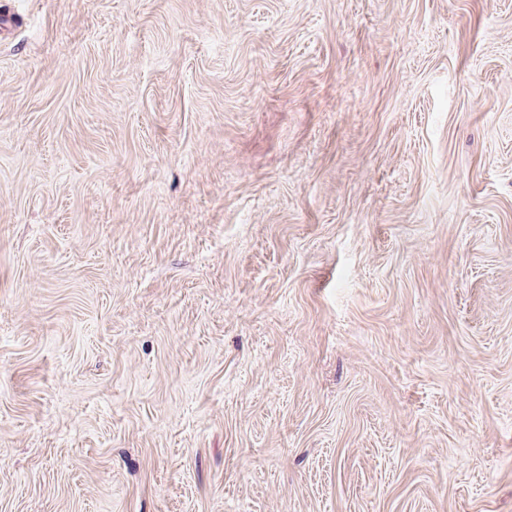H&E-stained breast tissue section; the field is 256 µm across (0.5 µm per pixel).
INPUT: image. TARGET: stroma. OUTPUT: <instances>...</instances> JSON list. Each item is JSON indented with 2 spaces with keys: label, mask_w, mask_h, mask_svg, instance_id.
<instances>
[{
  "label": "stroma",
  "mask_w": 512,
  "mask_h": 512,
  "mask_svg": "<svg viewBox=\"0 0 512 512\" xmlns=\"http://www.w3.org/2000/svg\"><path fill=\"white\" fill-rule=\"evenodd\" d=\"M0 512H512V0H0Z\"/></svg>",
  "instance_id": "stroma-1"
}]
</instances>
